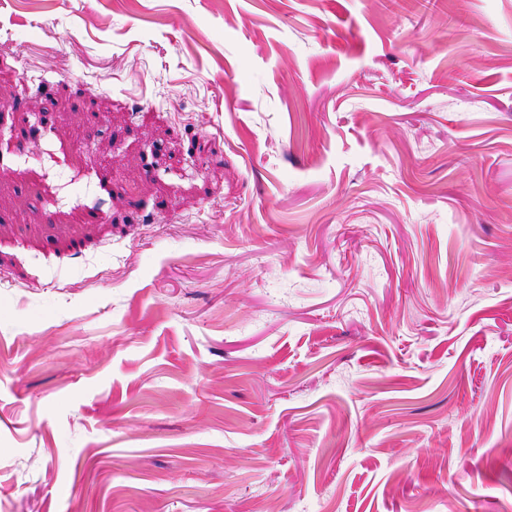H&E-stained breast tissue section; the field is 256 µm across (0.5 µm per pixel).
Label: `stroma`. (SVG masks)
<instances>
[{
	"instance_id": "35a3bbf8",
	"label": "stroma",
	"mask_w": 512,
	"mask_h": 512,
	"mask_svg": "<svg viewBox=\"0 0 512 512\" xmlns=\"http://www.w3.org/2000/svg\"><path fill=\"white\" fill-rule=\"evenodd\" d=\"M0 512H512V0H0Z\"/></svg>"
}]
</instances>
